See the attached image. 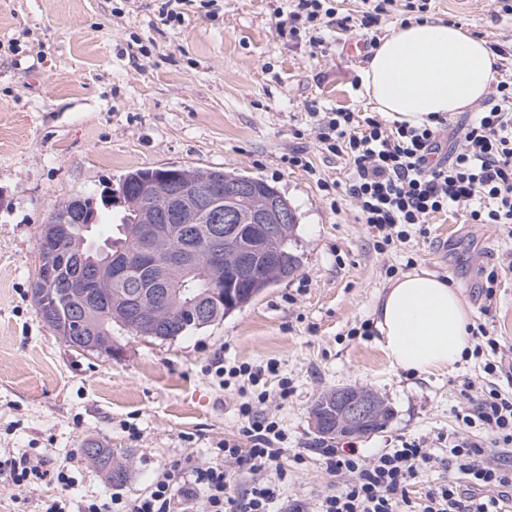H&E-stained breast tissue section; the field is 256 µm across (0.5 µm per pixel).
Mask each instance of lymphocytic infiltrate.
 <instances>
[{
  "label": "lymphocytic infiltrate",
  "instance_id": "obj_1",
  "mask_svg": "<svg viewBox=\"0 0 512 512\" xmlns=\"http://www.w3.org/2000/svg\"><path fill=\"white\" fill-rule=\"evenodd\" d=\"M336 13L327 0H296L292 12L277 24L286 41L308 37L321 45V29ZM316 139L326 152L346 155L349 177L342 190L359 223L382 245L404 243L414 227L439 213L460 214L467 224L512 228V82L495 86L487 105L462 124L463 140L449 146L448 119L412 126L387 122L373 115L332 111L310 115ZM474 355L484 356V383L465 379L460 385V418L466 427L481 429L484 438L465 437L448 448V482L415 486L439 462L423 441L363 455L357 448H324L333 492L316 507L294 501L290 512H512V393L493 386L496 377L512 378V345L502 344L487 323L472 325ZM264 366L216 365L223 384L237 382L241 426L237 436L217 448L219 463L185 468L170 461L147 493L137 496H94L72 510L69 491L74 483L71 459L47 469L27 455L0 461V476L24 491L52 484L56 494L44 501L42 512H272L280 486L288 479L282 451L288 440L275 417L259 413L269 395L260 390ZM252 480L244 495L232 492V469Z\"/></svg>",
  "mask_w": 512,
  "mask_h": 512
}]
</instances>
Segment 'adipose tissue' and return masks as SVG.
<instances>
[{"instance_id": "ef3b65f1", "label": "adipose tissue", "mask_w": 512, "mask_h": 512, "mask_svg": "<svg viewBox=\"0 0 512 512\" xmlns=\"http://www.w3.org/2000/svg\"><path fill=\"white\" fill-rule=\"evenodd\" d=\"M498 62L485 40L461 27L412 20L378 44L362 85L376 111L420 126L480 102ZM375 314L386 356L405 371L452 369L471 343L469 307L447 280L426 271L396 278Z\"/></svg>"}]
</instances>
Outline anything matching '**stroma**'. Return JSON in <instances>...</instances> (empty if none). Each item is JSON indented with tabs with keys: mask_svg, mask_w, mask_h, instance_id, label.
Wrapping results in <instances>:
<instances>
[{
	"mask_svg": "<svg viewBox=\"0 0 512 512\" xmlns=\"http://www.w3.org/2000/svg\"><path fill=\"white\" fill-rule=\"evenodd\" d=\"M293 0H215L185 5L164 25L158 0H0V457H73V503L147 492L171 460L202 466L240 426L234 389L205 368L277 364L263 383L293 394L273 405L288 435L284 498L318 500L329 479L310 425L325 390L362 385L392 416L368 436L339 437L371 455L424 440L448 477V447L464 433L458 386L479 379V360L413 374L386 357L374 306L392 280L425 270L457 288L473 318L512 342V238L492 224L441 213L408 242L379 246L348 198L331 199L319 180L346 181V156L321 149L311 109L366 113L365 59L337 21L322 45L277 34ZM426 19L459 23L506 52L499 79L512 81V14L498 0H430ZM303 151L309 168L285 158ZM178 164L259 177L297 215L294 276L267 288L224 321L173 341L115 334L105 357L68 346L42 319L31 293L40 229L77 194L116 188L130 169ZM502 267L485 300V271ZM90 440L128 470L111 486L82 456Z\"/></svg>",
	"mask_w": 512,
	"mask_h": 512,
	"instance_id": "stroma-1",
	"label": "stroma"
}]
</instances>
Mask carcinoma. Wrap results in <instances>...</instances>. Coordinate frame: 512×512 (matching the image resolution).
I'll return each instance as SVG.
<instances>
[{
    "mask_svg": "<svg viewBox=\"0 0 512 512\" xmlns=\"http://www.w3.org/2000/svg\"><path fill=\"white\" fill-rule=\"evenodd\" d=\"M247 180L253 191L236 199H224V206L238 214L253 211L264 196H280V192L262 179L249 177L222 169L198 170L194 179L186 178L181 165H169L155 169H133L123 174L118 181V191L124 195L122 212L115 224L116 233L104 234L99 230L103 222L101 210L112 207V197L101 192L100 197L83 195L80 206L68 199L61 207L75 209L74 232H86L88 241L95 249L104 250L106 263L101 267L94 287L80 296L70 288L73 281L89 275L87 269L70 253V242L58 240L52 244L54 255V277L45 285L41 279L33 283V296L40 314H53L55 322L66 323L75 315H86L88 323L96 328L112 331L118 326L132 336L151 338L157 341L174 340L186 333L221 322L235 309L210 297L213 281L196 275L180 282L181 294L168 293L158 280L153 262L144 259L141 253L146 242L140 235L141 211L151 208L159 213L167 206V199L174 193L184 196L197 195L220 186ZM297 217H292L286 232L275 242L260 237L256 225L247 221L233 225L235 233L230 242L232 252L244 256L247 269H242L231 256L224 260V272L218 285L234 289L237 299L245 301L257 289H264L272 278L269 257L279 253L280 268L293 275L294 245L297 241ZM159 236L166 239L170 250L196 252L205 257L206 247L196 235H185L177 224L156 225ZM200 299L197 305H189L187 297ZM112 302V311L106 310V302ZM313 411L324 419L336 420L335 390L323 392L314 403ZM81 451L89 463L107 473L110 484L120 486L126 481V470L112 464V452L95 441L83 444Z\"/></svg>",
    "mask_w": 512,
    "mask_h": 512,
    "instance_id": "1",
    "label": "carcinoma"
}]
</instances>
